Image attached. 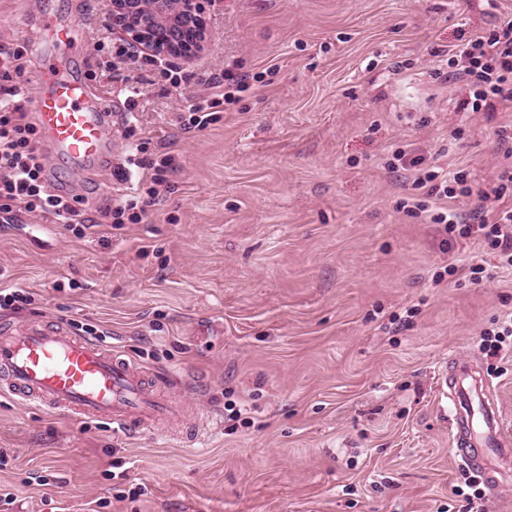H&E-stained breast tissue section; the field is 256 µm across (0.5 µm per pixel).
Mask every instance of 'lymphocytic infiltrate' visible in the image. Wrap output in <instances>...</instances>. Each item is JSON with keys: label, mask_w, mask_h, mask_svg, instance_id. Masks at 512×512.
<instances>
[{"label": "lymphocytic infiltrate", "mask_w": 512, "mask_h": 512, "mask_svg": "<svg viewBox=\"0 0 512 512\" xmlns=\"http://www.w3.org/2000/svg\"><path fill=\"white\" fill-rule=\"evenodd\" d=\"M28 44L0 43V221H20L35 214L54 219L75 235H85L95 227V218L87 216L78 195L65 189L48 190L44 155L38 145L39 132L27 109L30 99L26 85L16 82L30 63ZM447 64L461 85L459 110L493 112L512 102V21L470 38L448 53ZM245 75L225 69L209 82L206 95L187 100L179 116L184 128H205L216 122L221 107L237 104L246 91ZM497 145L505 161L494 180L482 191V199L492 201L489 210L466 213L457 209L455 200L470 196L468 170L448 171L429 165L424 155L401 148L392 153L389 170L410 172L417 187L426 191L425 200L411 201L408 213L424 224L438 225L444 235L472 234L483 237L498 259L502 272L512 273V124L500 126ZM176 167L171 152L159 151L154 160L128 156L113 168L118 182H135L137 194L147 202L160 196L167 174Z\"/></svg>", "instance_id": "f902f5d3"}]
</instances>
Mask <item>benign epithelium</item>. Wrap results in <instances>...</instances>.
Segmentation results:
<instances>
[{"label":"benign epithelium","mask_w":512,"mask_h":512,"mask_svg":"<svg viewBox=\"0 0 512 512\" xmlns=\"http://www.w3.org/2000/svg\"><path fill=\"white\" fill-rule=\"evenodd\" d=\"M109 20L123 42L166 62L194 55L207 40L194 0H111Z\"/></svg>","instance_id":"1"}]
</instances>
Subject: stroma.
<instances>
[{"mask_svg":"<svg viewBox=\"0 0 512 512\" xmlns=\"http://www.w3.org/2000/svg\"><path fill=\"white\" fill-rule=\"evenodd\" d=\"M108 0H0V42L35 43L53 13L87 18L80 58L111 38ZM205 50L125 69L141 127L173 150L139 224L77 237L30 216L0 223V289L33 293L0 323L66 319L103 331L180 416L126 435L0 395V490L10 512H466L448 403L452 359L478 360L512 429V353L482 334L512 312V277L449 265L481 238L442 245L400 210L395 148L493 180L512 103L461 112L434 50L512 19V0H206ZM252 82L207 128L178 114L224 69ZM54 185L97 214L117 182L46 156ZM196 446L184 443L189 427Z\"/></svg>","mask_w":512,"mask_h":512,"instance_id":"35a3bbf8","label":"stroma"}]
</instances>
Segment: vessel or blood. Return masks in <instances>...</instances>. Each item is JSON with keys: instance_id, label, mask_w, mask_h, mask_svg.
<instances>
[{"instance_id": "obj_1", "label": "vessel or blood", "mask_w": 512, "mask_h": 512, "mask_svg": "<svg viewBox=\"0 0 512 512\" xmlns=\"http://www.w3.org/2000/svg\"><path fill=\"white\" fill-rule=\"evenodd\" d=\"M40 32L41 52L63 58L40 67L32 95L42 145L77 167L97 168L111 145L112 104L68 64L80 45L81 29L46 19ZM472 370V363H453L440 373L438 384L453 410L456 457L478 469L493 493L501 485L500 461L512 456V439L503 433L485 382ZM0 392L83 419H105L129 432L173 411L131 360L72 334L62 320L53 326L30 320L0 328Z\"/></svg>"}]
</instances>
